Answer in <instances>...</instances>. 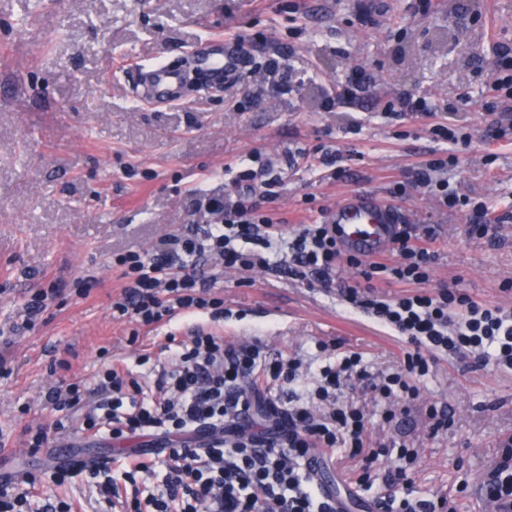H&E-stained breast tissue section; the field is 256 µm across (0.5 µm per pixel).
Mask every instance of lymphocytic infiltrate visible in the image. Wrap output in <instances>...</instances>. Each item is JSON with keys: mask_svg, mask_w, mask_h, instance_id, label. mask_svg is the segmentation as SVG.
Segmentation results:
<instances>
[{"mask_svg": "<svg viewBox=\"0 0 512 512\" xmlns=\"http://www.w3.org/2000/svg\"><path fill=\"white\" fill-rule=\"evenodd\" d=\"M253 169L238 171L233 193H212L198 201L206 218L202 231L166 235L149 252L117 258L124 286L113 299L112 315L138 327H153L181 311L224 314V299L211 280L193 273L195 261L209 255L241 271L268 268L269 253L280 248L281 271L295 279L315 275L333 283L339 262L358 268L356 255L343 256L332 224H307L288 239L281 219L267 214L257 197ZM398 260L387 269L398 282L430 280L433 255L401 236ZM342 300L405 336L411 345L399 370L369 377L357 355L320 369L315 397L326 406L318 412L304 404L274 407V428L248 431L254 391L252 379L265 384L292 383L302 377L299 359L263 361L258 345L224 340L197 327L177 344V365L159 371L154 383L124 379L106 369L94 385L81 382L49 388L44 401L52 410L81 413L84 431L119 440L139 433L157 437L168 461L156 494L148 501L132 497L128 512H336L330 494L314 493L313 452L349 448L362 457L361 484L381 478L388 492L376 498V512H458L444 493L413 497L418 449L407 445L370 448L363 408L343 398L348 380L368 381L376 395L390 402L382 418L391 422L417 396L437 354L470 352L477 366L512 369V310L484 307L458 289L377 295L372 284L341 288ZM164 391L149 398V388ZM487 496L494 512H512V447L503 446L487 474Z\"/></svg>", "mask_w": 512, "mask_h": 512, "instance_id": "f902f5d3", "label": "lymphocytic infiltrate"}]
</instances>
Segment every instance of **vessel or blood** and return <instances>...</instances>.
Wrapping results in <instances>:
<instances>
[{
    "instance_id": "1",
    "label": "vessel or blood",
    "mask_w": 512,
    "mask_h": 512,
    "mask_svg": "<svg viewBox=\"0 0 512 512\" xmlns=\"http://www.w3.org/2000/svg\"><path fill=\"white\" fill-rule=\"evenodd\" d=\"M200 85L220 90L237 82L247 67V59L237 40L231 36H208L200 39L191 52ZM141 103L155 107L180 99L187 83L184 70L163 61L140 65ZM335 224L343 251L363 257L389 252L401 234L405 215L391 203L370 193L346 197L328 215Z\"/></svg>"
}]
</instances>
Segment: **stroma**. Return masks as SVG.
Returning a JSON list of instances; mask_svg holds the SVG:
<instances>
[{"label":"stroma","instance_id":"35a3bbf8","mask_svg":"<svg viewBox=\"0 0 512 512\" xmlns=\"http://www.w3.org/2000/svg\"><path fill=\"white\" fill-rule=\"evenodd\" d=\"M263 32L253 50L263 59L284 47L292 76L285 95L266 94L257 106L236 107L255 86L253 71L238 83L191 100L154 108L135 97L139 63H182L205 34ZM512 50V0H0V475L35 477L33 512L70 503L72 512L103 510L79 476L64 485L50 477L62 460L109 462L150 447L147 438L120 443L80 433L44 402L50 386L94 381L106 366L133 376L170 363L171 338H184L196 319L177 316L157 329L135 331L113 318L122 290L115 254L148 250L194 220L189 189L230 188L253 149L271 160L282 182L270 212L289 229L317 224L344 197L368 192L403 210L421 244L435 256L424 289L457 283L487 306L512 307V136L491 135L493 122L512 124L496 109L492 65ZM363 67L375 88L323 108L325 94ZM424 98L433 110L386 112L394 97ZM449 124L470 136L471 148L433 139L431 125ZM335 149L345 173L298 163L303 153ZM459 154L448 168L458 195L485 203L496 239L469 235L471 211L443 206L438 191L407 188L393 195L411 168ZM95 276L88 297L79 280ZM340 264L335 285L289 279L269 270L225 271L215 286L229 314L227 339L260 343L267 359H302L307 376L284 386L280 401L305 396L319 369L355 353L371 376L394 372L410 345L341 301L354 284ZM60 292L34 328L20 329L37 288ZM328 342L318 351V342ZM464 354L439 356L405 414L386 424L384 401L351 380L350 401L364 407L370 446L403 442L418 448L412 489L427 498L456 495L459 512H487L484 481L501 440L512 438V371L474 369ZM448 404L454 424L431 434L425 415ZM49 433L30 448L27 430ZM313 483L332 494L350 492L348 512L383 492L359 485L361 460L327 448Z\"/></svg>","mask_w":512,"mask_h":512}]
</instances>
